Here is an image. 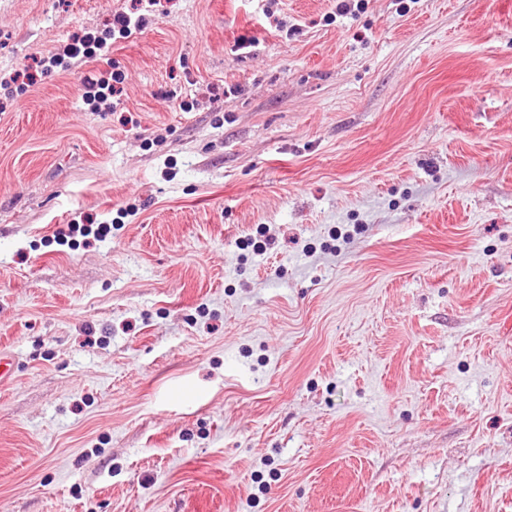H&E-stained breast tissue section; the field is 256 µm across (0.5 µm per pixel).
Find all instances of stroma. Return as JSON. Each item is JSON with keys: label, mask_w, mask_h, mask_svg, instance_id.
Returning <instances> with one entry per match:
<instances>
[{"label": "stroma", "mask_w": 512, "mask_h": 512, "mask_svg": "<svg viewBox=\"0 0 512 512\" xmlns=\"http://www.w3.org/2000/svg\"><path fill=\"white\" fill-rule=\"evenodd\" d=\"M131 7L0 0V512H512V0ZM137 12L131 13H120L116 14L112 19V39L116 35V32L119 35V38H128L136 32L140 30L144 23L145 19L141 14L136 15ZM106 38L95 36L92 33H87L82 37L74 39L72 43L63 46L60 51L53 54L48 58L50 66H66L70 65L71 59L80 57L81 59H89L97 55V51L105 48ZM66 59H68L66 61ZM112 81L120 84V78L116 74L114 75V73H112ZM114 83L112 85L105 81L91 83L86 87L87 91L84 94V99L88 102H96L97 104L105 103L108 100V96L114 97L119 92ZM104 90L107 92H104Z\"/></svg>", "instance_id": "stroma-1"}]
</instances>
